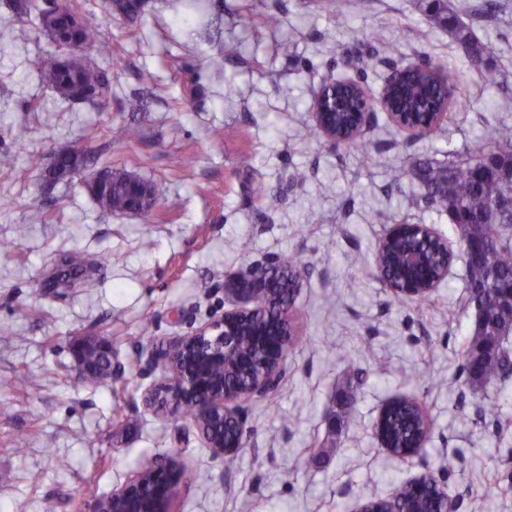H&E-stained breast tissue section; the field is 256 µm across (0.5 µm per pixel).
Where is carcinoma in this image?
<instances>
[{"instance_id":"carcinoma-1","label":"carcinoma","mask_w":512,"mask_h":512,"mask_svg":"<svg viewBox=\"0 0 512 512\" xmlns=\"http://www.w3.org/2000/svg\"><path fill=\"white\" fill-rule=\"evenodd\" d=\"M430 18L447 28L456 38L473 65L483 62L486 47L473 41L467 26L461 24L451 13L445 0H439ZM72 44L85 48L97 46L106 51L108 47L99 40L98 30L88 23L69 32ZM39 70L50 88L61 98L73 100L70 87L79 86L95 101L108 93L111 87L109 75L89 63L78 68L56 52L40 59ZM457 72L450 66L425 64V68L412 72L405 83L391 94L396 110L412 111L420 99H426L435 112H448L462 103L453 100V88ZM493 144L499 150L494 166L496 171L488 178H478L472 163L482 158L486 145ZM58 165L49 172L53 182L70 181L74 171L86 167L90 155L75 149L57 153ZM111 182L108 201L100 207L109 212H127L130 204L131 178L133 174L124 168H114L107 163ZM422 187L439 192L444 198V211L470 218L461 228L459 247L466 268V290L469 302L476 309L475 330L462 354V366L467 372V381L486 393L490 407L498 406L500 385L509 378L512 365V349L508 347L504 333L512 331V297L505 291L512 282V212L499 210L500 198L512 192V126L502 124L481 135L466 149V158L446 166H426L420 176ZM478 243L481 254L474 258L468 250ZM404 244L415 247L425 258L427 266L440 265L443 253L440 246L431 240H422L416 235L408 237ZM303 262L295 253H284L277 259L276 273L284 284L289 274L300 270ZM259 326L271 329L270 318L254 317L241 329L239 344L249 349L254 346L251 331ZM89 375L93 381L108 376L111 360L108 356L91 352L86 358ZM386 443L400 450L417 441L422 422L416 400L407 398L391 406L387 415Z\"/></svg>"}]
</instances>
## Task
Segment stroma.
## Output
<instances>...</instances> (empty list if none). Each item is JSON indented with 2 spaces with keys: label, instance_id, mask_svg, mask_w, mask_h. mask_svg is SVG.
<instances>
[{
  "label": "stroma",
  "instance_id": "1",
  "mask_svg": "<svg viewBox=\"0 0 512 512\" xmlns=\"http://www.w3.org/2000/svg\"><path fill=\"white\" fill-rule=\"evenodd\" d=\"M482 2L448 0L487 47L496 86L431 22L425 0H368L360 14L350 0H208L203 17L185 0H148L134 23L108 0H66L111 48L84 51L112 84L91 103L55 95L36 67L55 44L0 0V28L11 31L0 39V512H71L72 498L109 495L142 460L166 454L191 471L179 512H353L423 473L449 486L457 512H512V430L482 417L483 393L462 369L475 312L461 259L421 306L360 276L393 224H428L457 244L447 212L420 196L418 165L459 160L485 130L512 125V0L491 18ZM266 12L281 16L279 29L248 23ZM356 31L387 39L373 69L357 66L372 46ZM421 59L457 68L466 105L444 133L408 141L383 112L359 148L317 132L311 104L325 80L354 79L375 96L394 69ZM135 93L144 111L125 112ZM129 123L138 140L121 139ZM67 147L153 184L149 213L105 211L78 180L49 186L26 166L28 155ZM244 153L253 169L239 166ZM257 179L276 209L253 196ZM35 205L47 223H29ZM73 251L85 269L61 278ZM284 251L305 263L288 376L250 404L253 432L228 470L191 423L144 407L162 375L147 361L224 310L226 279ZM87 336L111 339V378H77L72 346ZM18 375L32 388H14ZM349 390L356 402L335 420ZM398 396L417 399L432 423L408 462L373 434Z\"/></svg>",
  "mask_w": 512,
  "mask_h": 512
}]
</instances>
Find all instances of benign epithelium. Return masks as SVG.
<instances>
[{
    "label": "benign epithelium",
    "instance_id": "7a95c632",
    "mask_svg": "<svg viewBox=\"0 0 512 512\" xmlns=\"http://www.w3.org/2000/svg\"><path fill=\"white\" fill-rule=\"evenodd\" d=\"M343 104L336 96V82L321 88L313 101V116L319 133L329 141H336V128L326 118L338 115ZM386 110L384 99L363 95L361 111L352 113L358 120L359 131L369 128L376 119L377 110ZM389 118L410 141L428 135L431 128L447 118L445 112H390ZM409 224H393L378 244L377 257H382L387 248L400 241ZM275 261L270 259L261 264H251L241 269L224 283V295L229 308L224 313L210 318L194 330L172 337L161 352L150 358V364L159 365L164 374L144 393L145 407L154 412L174 415L177 404L184 398L195 401L200 419L222 423L228 419L236 423L238 436L231 442L216 444L203 436L206 447L216 457L230 456L244 447L249 434L247 407L257 398L276 391L284 377V361L287 357L290 337L295 335L291 316L283 310L274 319L280 327L278 338L265 343V358L270 363L261 365V373L242 389L228 392L224 389V376L248 370L253 364L251 357L237 346L236 336L246 316L259 309L269 310L277 303L278 289L256 275L258 268L272 269ZM450 262H444L438 272L424 269L412 281L398 283L385 281L395 294L404 299H416L435 291L440 282L447 278ZM160 481L166 485L170 501L179 497L188 484L186 465L177 455L155 458L145 470L138 469L123 484L115 488L109 497L83 501L78 512H143L142 499L146 481ZM410 488L417 497L426 493L443 495L442 486L432 475H420L410 480ZM356 512H401L396 500L370 499L359 504Z\"/></svg>",
    "mask_w": 512,
    "mask_h": 512
}]
</instances>
